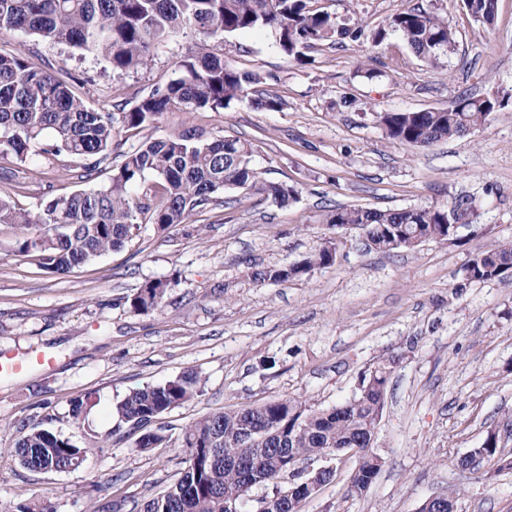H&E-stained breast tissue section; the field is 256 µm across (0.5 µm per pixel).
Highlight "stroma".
<instances>
[{
	"instance_id": "stroma-1",
	"label": "stroma",
	"mask_w": 512,
	"mask_h": 512,
	"mask_svg": "<svg viewBox=\"0 0 512 512\" xmlns=\"http://www.w3.org/2000/svg\"><path fill=\"white\" fill-rule=\"evenodd\" d=\"M350 26L371 30L414 6L445 17L455 48L423 60L399 36L381 45L344 40L288 57L274 35L245 31L224 40L232 66L258 73L255 91L218 111L171 108L143 131L114 139L92 178L70 157L32 156L14 166L21 191L0 193L33 209L54 196L105 184L126 152L146 138L195 126L208 140H249L252 165L295 199L278 206L251 190L218 194L188 223L143 225L122 249L63 275L16 253V229L0 224V350L53 363L0 374V512L22 496H49L56 512H101L104 503L140 512L185 467L173 439L200 416L294 398L315 409L345 402L363 375L388 364L385 407L373 450L382 467L370 489L349 496L357 465L336 461L334 480L302 512H418L430 496L457 491V512H512V470L464 471L457 460L488 431L512 420V279L466 282L481 251L512 241V103L473 132L427 148L391 139L381 112L445 109L461 95L512 96V0H498L493 25L461 0H316ZM36 63L67 64L90 104L118 112L176 76L195 48L178 36L144 68L122 75L100 57H79L22 32L0 49ZM279 99L277 109L257 97ZM471 202L476 216L445 241L412 250H366L359 231L325 223L326 210L447 207ZM326 266L257 284L248 265L289 267L320 248ZM167 284L156 310L134 311L143 284ZM194 372L202 393L159 420L172 440L139 450L119 428L115 405L130 390ZM84 408L73 417L72 402ZM92 448L74 470L34 473L15 456L33 424Z\"/></svg>"
}]
</instances>
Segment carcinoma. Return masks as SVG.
I'll use <instances>...</instances> for the list:
<instances>
[{
    "label": "carcinoma",
    "instance_id": "obj_1",
    "mask_svg": "<svg viewBox=\"0 0 512 512\" xmlns=\"http://www.w3.org/2000/svg\"><path fill=\"white\" fill-rule=\"evenodd\" d=\"M467 13L485 24L494 22L497 0H462ZM192 31L198 51L175 63L180 76L139 98L116 118L91 107L81 86L63 66L44 68L18 51H0V170L23 162L31 150L56 159L86 161L92 175L112 146L114 137L152 123L171 107L188 112L218 110L248 95L260 82L253 72L224 61V38L242 31L268 30L280 48L298 60L303 51L333 43L336 37L358 39L337 17L320 11L311 0H0V34L23 32L52 44L105 59L114 71L147 65L151 49ZM390 33L399 35L416 56L436 61L454 50L448 21L419 8L400 12L371 32L374 44ZM508 99L497 95H461L440 110L386 112L379 116L387 135L416 148L460 137L502 111ZM252 144L238 137L208 141L196 127L149 139L125 155L109 183L53 197L36 211L16 208L0 197V224L20 230L16 252L33 254L40 268L62 275L123 247L143 224L161 229L185 224L204 210L214 195L250 187L280 205L294 198L286 185H266L251 167ZM474 209L458 202L450 208L340 207L324 216L327 224L360 229L369 248L390 253L412 250L426 240L445 241L461 225L473 223ZM333 255L323 248L290 268L251 269V280L264 284L284 281L328 265ZM512 277V242L483 251L464 269V280L481 282ZM167 284L149 281L129 300L131 308L148 312L159 307ZM388 371L380 366L363 376L355 396L325 410H314L296 399L206 414L182 429L186 467L162 493L146 500L142 512H249L241 505L256 487H277L288 477L302 476L288 468V458L355 450L364 459L350 477L349 494L368 491L380 471L372 447L384 409ZM202 379L189 373L162 384L131 390L116 405V413L132 433L135 445L155 448L171 436L155 422L167 411L197 397ZM257 439L246 448V438ZM483 463L511 470L512 457L500 441L483 448ZM19 464L58 471L81 467L92 449L78 447L40 424L17 441ZM302 496L288 501L271 493L263 497V512H300ZM13 512H55L50 498L18 501Z\"/></svg>",
    "mask_w": 512,
    "mask_h": 512
}]
</instances>
